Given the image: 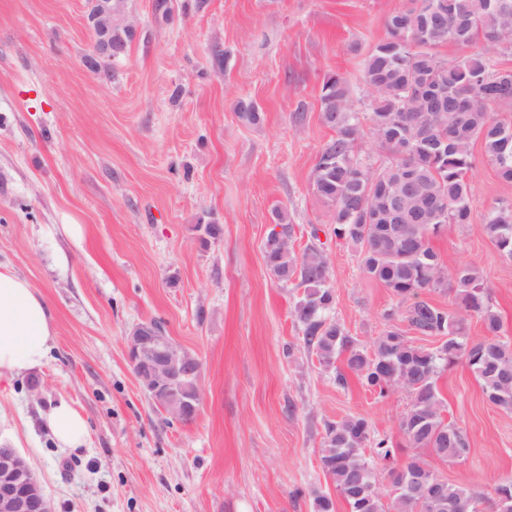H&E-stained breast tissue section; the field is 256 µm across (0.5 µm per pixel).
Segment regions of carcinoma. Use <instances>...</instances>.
I'll list each match as a JSON object with an SVG mask.
<instances>
[{
    "label": "carcinoma",
    "instance_id": "cac0c4a2",
    "mask_svg": "<svg viewBox=\"0 0 512 512\" xmlns=\"http://www.w3.org/2000/svg\"><path fill=\"white\" fill-rule=\"evenodd\" d=\"M386 28V38L363 60L369 111L353 109L343 74L323 77L320 117L335 137L318 154L313 189L331 211L336 238L359 246L364 274L397 298L388 318L400 317L442 343L434 350L416 346L391 325L365 352L329 317L335 291L321 250L310 247L298 256L272 249L265 260L273 277L298 275L305 286L294 317L307 349L326 366L347 354L346 370L336 372L338 386L346 387L352 373L380 397L398 389L410 396L398 444L371 439L362 417L326 425L321 467L349 512H477L483 496L470 485L446 481L441 494L425 495L411 480L437 472L416 456L399 463L397 454L429 448L444 461L469 454L466 430L444 419L436 385L439 373L460 360L488 401L512 413V343L500 337L486 278L472 265L442 270L430 246L446 226L472 223L470 174L480 162L512 184V69L502 65L512 54V0H405ZM476 41L479 51L458 58L438 52ZM131 42L126 30L114 28L115 58ZM367 139L386 156L377 167L358 155ZM484 230L512 262V201L491 206ZM443 288L454 292L455 309L419 299L424 289ZM471 318L481 322L483 336L468 335Z\"/></svg>",
    "mask_w": 512,
    "mask_h": 512
}]
</instances>
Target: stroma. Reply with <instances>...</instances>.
<instances>
[{
    "instance_id": "1",
    "label": "stroma",
    "mask_w": 512,
    "mask_h": 512,
    "mask_svg": "<svg viewBox=\"0 0 512 512\" xmlns=\"http://www.w3.org/2000/svg\"><path fill=\"white\" fill-rule=\"evenodd\" d=\"M403 0H125L139 29L111 78L90 64L87 0H0V264L47 301L56 333L44 367L0 384V440L37 474L54 512H315L327 423L354 415L399 443L406 392L336 384L293 316L299 278L271 276L263 241L287 211L295 253L330 261L331 316L362 349L396 298L336 239L312 187L334 132L319 118L325 73L368 109L362 61ZM253 101L260 119L237 114ZM472 223L431 241L443 263L483 270L512 340V262L482 224L512 198L491 165L471 175ZM78 225L79 237L64 227ZM215 224L219 234L202 235ZM160 322L201 363L203 402L181 422L156 410L125 336ZM444 417L471 452L447 462L400 447L492 496L512 476V414L487 402L465 363L442 371ZM67 400L83 448H57L42 414Z\"/></svg>"
}]
</instances>
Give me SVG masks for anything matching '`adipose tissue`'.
Returning <instances> with one entry per match:
<instances>
[{"label": "adipose tissue", "instance_id": "adipose-tissue-1", "mask_svg": "<svg viewBox=\"0 0 512 512\" xmlns=\"http://www.w3.org/2000/svg\"><path fill=\"white\" fill-rule=\"evenodd\" d=\"M54 343L45 299L25 278L0 266V383L42 368ZM43 421L58 448L73 451L85 445L87 422L67 401L52 405Z\"/></svg>", "mask_w": 512, "mask_h": 512}]
</instances>
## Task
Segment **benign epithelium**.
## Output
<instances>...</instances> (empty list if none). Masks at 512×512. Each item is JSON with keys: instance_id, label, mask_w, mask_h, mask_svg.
<instances>
[{"instance_id": "7a95c632", "label": "benign epithelium", "mask_w": 512, "mask_h": 512, "mask_svg": "<svg viewBox=\"0 0 512 512\" xmlns=\"http://www.w3.org/2000/svg\"><path fill=\"white\" fill-rule=\"evenodd\" d=\"M93 31V51L98 65L112 61V28L137 32L124 12V0H90L87 16ZM264 246L286 250L288 236L275 227ZM129 362L149 398L167 415L184 420L197 415L202 398L199 387L186 379L200 373L199 360L168 336H157L153 323L133 326L126 334ZM0 512H53L37 475L12 446L0 443Z\"/></svg>"}]
</instances>
